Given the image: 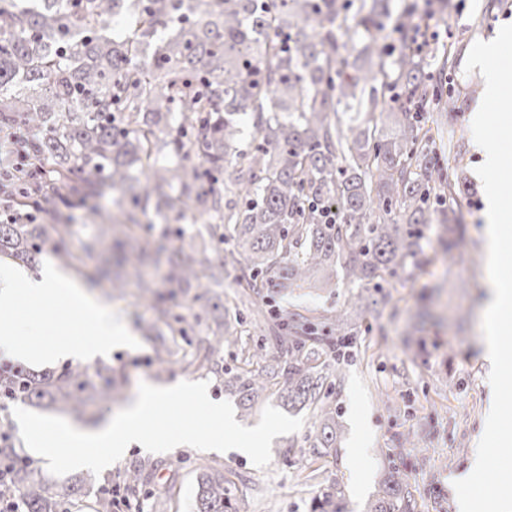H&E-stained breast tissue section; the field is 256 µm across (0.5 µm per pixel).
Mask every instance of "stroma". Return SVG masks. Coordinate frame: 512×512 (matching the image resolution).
Instances as JSON below:
<instances>
[{"label":"stroma","instance_id":"stroma-1","mask_svg":"<svg viewBox=\"0 0 512 512\" xmlns=\"http://www.w3.org/2000/svg\"><path fill=\"white\" fill-rule=\"evenodd\" d=\"M408 8L416 22L434 33L422 47L434 83L460 106L452 114L433 110L423 122L435 160L433 177L468 184L454 198L431 199L430 221L421 227L423 263L408 264L388 277L382 302L364 314L359 311L360 288L341 279L326 290L293 288L284 296L271 290L260 298L239 288L240 267H228L224 275V307L230 317L242 319L244 328L242 346L226 345L213 354L227 370H241L245 351L272 355L266 341L270 322L256 313L260 304L316 321L339 309L354 316L350 346L338 370L328 371L325 384L343 425L335 458H319L310 446L314 409L285 408L287 415L303 418L304 425L273 439L268 467L257 468L248 456L234 452L185 448L149 455L135 446L108 472L88 475L79 512H93L104 491L123 499L120 473L146 457L156 471L139 487L143 512H191L196 477L205 467L223 470L235 482L238 512H310L314 498L333 484L344 491V512H367L380 479L391 468L406 474L415 512H457L452 478L475 455L492 404L490 365L481 345L486 195L475 172L481 157L469 124L481 101L471 90L481 87L482 79L479 72H466L465 62L475 41L488 40L496 29L512 24V0H390L385 28L375 35L380 48H399V16ZM451 211L461 225L449 237L443 224ZM69 216L70 249L82 255L84 272H93L99 257L85 248L95 243L100 225L120 219L121 213L106 197L96 209L76 207ZM166 272V266H149L143 281L183 317L188 340H198L204 329L194 315L209 298L196 291L182 293L166 281ZM140 283L130 281L120 291L104 280L94 287L138 336L139 348L118 347L104 358L133 389L141 380L154 379L157 369V344L142 333L155 315Z\"/></svg>","mask_w":512,"mask_h":512}]
</instances>
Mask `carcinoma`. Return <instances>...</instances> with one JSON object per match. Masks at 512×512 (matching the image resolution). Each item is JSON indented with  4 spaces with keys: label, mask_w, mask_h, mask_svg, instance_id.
I'll list each match as a JSON object with an SVG mask.
<instances>
[{
    "label": "carcinoma",
    "mask_w": 512,
    "mask_h": 512,
    "mask_svg": "<svg viewBox=\"0 0 512 512\" xmlns=\"http://www.w3.org/2000/svg\"><path fill=\"white\" fill-rule=\"evenodd\" d=\"M353 0H0V126L24 123L40 132L32 146L37 164L27 184L4 200L0 256L36 269L50 252L65 266L82 258L66 241L68 224H37L33 208L88 205L107 193L126 221L164 218L193 206L208 217L199 243L185 249L150 237L130 248L117 240L123 224H104L101 237L116 240L117 263L137 273L166 257L168 279L180 288H220L228 265L247 264L238 286L259 295L283 293L312 273L329 285L343 272L350 284L379 288L385 276L422 253L420 228L430 220L435 190L431 158L418 118L387 110L391 125L343 129L339 113L358 112L374 98V83L406 94L408 103L432 99L454 112L430 84L414 45L413 14L401 15L402 47L388 61L376 40L348 51L349 31L337 20ZM389 0H361L357 25L383 28ZM253 116L261 137L254 150L240 147L241 121ZM199 162H189L191 157ZM239 166L244 202L224 210V196L205 188L224 164ZM263 173L259 177L256 172ZM336 223H326L329 213ZM232 242L220 256L211 243ZM156 320L168 328L158 372L172 361L215 370L214 347L236 345V326L216 318L224 305L195 315L206 334L188 351L184 329L170 309L152 299ZM350 318L337 314L323 328L294 314L275 324L276 355L257 370L225 372L224 389L244 410L283 379L280 397L318 410L313 447L327 457L342 425L325 401L322 358L349 343ZM0 397L13 404L80 417L100 403L124 398L112 368L0 369ZM11 424L0 423V467L19 491L22 512H69L86 492L76 479L64 492L18 454ZM148 459L124 473L135 496ZM341 487L329 486L311 512H340ZM407 475L388 470L367 512H414ZM192 512H238L233 482L224 471L199 473Z\"/></svg>",
    "instance_id": "carcinoma-1"
}]
</instances>
